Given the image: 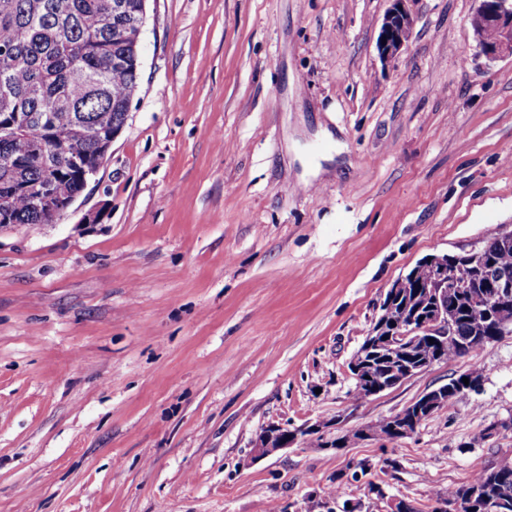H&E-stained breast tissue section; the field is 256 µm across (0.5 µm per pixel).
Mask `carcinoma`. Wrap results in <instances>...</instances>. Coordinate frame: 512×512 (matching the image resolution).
Masks as SVG:
<instances>
[{
	"label": "carcinoma",
	"instance_id": "obj_1",
	"mask_svg": "<svg viewBox=\"0 0 512 512\" xmlns=\"http://www.w3.org/2000/svg\"><path fill=\"white\" fill-rule=\"evenodd\" d=\"M142 0H0V220L31 229L54 221L55 210L79 196L85 181L62 154L56 139L66 136L95 166L104 153L100 135L126 119L138 88L139 47L122 36L140 22ZM480 270L467 273L468 287L448 293L455 327L439 344L422 338L415 362H451L493 343L495 327L477 310L491 282L512 280V244L500 237L464 257ZM419 262L398 280L391 308L398 322L428 311L434 289ZM354 359L376 383L391 363L359 348ZM483 497L468 498L475 489ZM432 512H512V464L487 463L454 492L435 496Z\"/></svg>",
	"mask_w": 512,
	"mask_h": 512
}]
</instances>
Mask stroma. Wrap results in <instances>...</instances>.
<instances>
[{"instance_id":"obj_1","label":"stroma","mask_w":512,"mask_h":512,"mask_svg":"<svg viewBox=\"0 0 512 512\" xmlns=\"http://www.w3.org/2000/svg\"><path fill=\"white\" fill-rule=\"evenodd\" d=\"M477 6L409 0L386 63L388 0H148L99 172L0 232V512H430L512 461V334L359 401L348 372L398 278L512 228V56L478 55ZM472 368L398 442L253 456L267 426L332 440ZM391 6L384 15L378 37V51L385 62L394 59L409 41L414 20L405 6L407 0H389ZM408 23V34L403 38L399 30ZM386 39V43H382Z\"/></svg>"}]
</instances>
